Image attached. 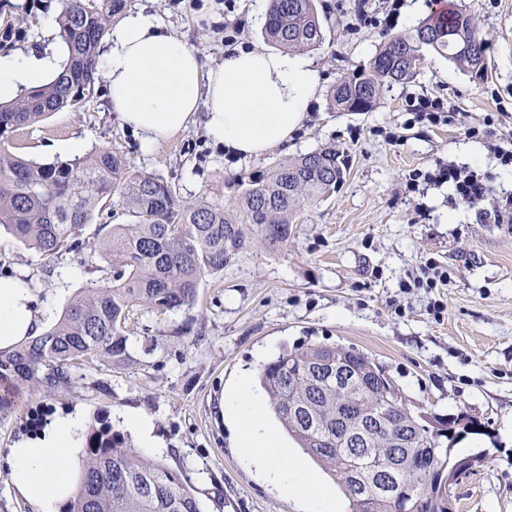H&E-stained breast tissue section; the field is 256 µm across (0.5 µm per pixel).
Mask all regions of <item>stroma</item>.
Listing matches in <instances>:
<instances>
[{"label":"stroma","mask_w":512,"mask_h":512,"mask_svg":"<svg viewBox=\"0 0 512 512\" xmlns=\"http://www.w3.org/2000/svg\"><path fill=\"white\" fill-rule=\"evenodd\" d=\"M132 0L131 11L156 12L208 65L224 57L228 42L265 47V22L250 17L252 0ZM318 0L324 40L313 49L324 95L292 144L249 159L225 157L201 122L188 124L152 152L111 112L104 80L80 108L56 112L14 133L16 153L41 163L69 160L64 145L107 147L133 170L160 176L183 201L231 202L233 179L264 170L273 160L296 157L325 144L348 160L345 181L327 199L301 206L288 243L269 250L253 238L223 272L206 277L189 311L133 308L126 322L131 361L89 360L52 391H21L0 413V512H35L8 488V448L37 434L59 411L80 410L85 428L101 424L124 433L122 414L153 415L159 450L141 457L180 471L202 512H306L304 502L267 487L241 460L233 425L221 414L223 395L242 373L258 374L256 349L277 356L281 347L310 344L353 348L380 366L413 412L438 419L469 418L479 430L457 434L453 454L482 453L452 493L455 512H512V228L486 224L478 209L451 201L448 186L406 194L416 168L455 161L488 171L493 197L512 195V167L501 165L485 141L467 136L493 120L496 134H512V0H461L488 42V76L473 79L433 52L417 77L384 92L368 112L331 110L327 91L366 65L384 35L405 36L429 14L434 0ZM60 0H0V20L12 17L14 34L0 55L45 53L47 18ZM440 98L445 121L418 120L408 108L419 96ZM400 140L388 144V133ZM425 219H418V210ZM121 206L94 214L83 231L81 254L46 263L0 230V276L30 271L54 325L87 283L101 279L95 246L113 225L129 223ZM448 268L446 285L413 287L425 260ZM444 311L434 316L431 307Z\"/></svg>","instance_id":"35a3bbf8"}]
</instances>
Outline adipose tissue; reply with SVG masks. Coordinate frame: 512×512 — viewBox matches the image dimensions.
I'll return each mask as SVG.
<instances>
[{
    "instance_id": "1",
    "label": "adipose tissue",
    "mask_w": 512,
    "mask_h": 512,
    "mask_svg": "<svg viewBox=\"0 0 512 512\" xmlns=\"http://www.w3.org/2000/svg\"><path fill=\"white\" fill-rule=\"evenodd\" d=\"M57 56H0V100L50 80ZM108 102L123 125L151 151L200 119L206 136L238 159L288 144L321 93L318 66L301 52L226 49L221 62L204 65L182 38L169 33L156 13L127 14L98 58ZM47 304L28 273L0 276V351L9 352L42 332ZM236 429L245 463L272 489L303 500L307 512H344L317 478L292 462L267 422L249 374L221 402ZM80 412L57 414L37 435L8 450L10 484L37 512H59L79 487Z\"/></svg>"
}]
</instances>
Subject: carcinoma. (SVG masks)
Masks as SVG:
<instances>
[{"label":"carcinoma","instance_id":"obj_1","mask_svg":"<svg viewBox=\"0 0 512 512\" xmlns=\"http://www.w3.org/2000/svg\"><path fill=\"white\" fill-rule=\"evenodd\" d=\"M58 16L66 47L58 73L10 102H0V228L52 262L82 246V232L112 199L132 218L112 225L96 246L112 269V284L92 283L66 307L59 321L9 354L0 353V411L24 388L48 391L68 380L82 358L120 364L130 357L125 322L134 306L157 311L189 310L206 276L233 262L252 235L270 249L288 243L291 224L305 200L336 192L347 161L333 145L276 160L264 171L232 182L234 203H186L162 178L133 170L120 155L102 148L72 160L38 163L18 155L11 137L53 112L76 108L95 94L99 45L111 20L131 0H61ZM265 39L284 51L313 49L323 28L315 0H268ZM432 50L477 79L487 75V42L473 17L456 4L432 13L409 36L386 40L367 66L337 79L330 99L339 112H368L384 88L417 75L416 61ZM338 355L355 373L349 394L336 397V366L320 367L324 355ZM379 366L353 349L330 345L286 348L264 365L259 383L283 431L326 474H368L379 460L399 459V488L414 487L429 508L410 502L412 512H444L434 466L451 460L448 434L418 430L413 414L395 403V385ZM306 403L313 417L293 419L290 408ZM373 409L387 432L375 433L373 451L349 445L336 419ZM354 512H395L373 490L356 491L342 482ZM64 512H201L182 474L138 456L123 435L109 428L91 431L82 459L79 489Z\"/></svg>","mask_w":512,"mask_h":512}]
</instances>
